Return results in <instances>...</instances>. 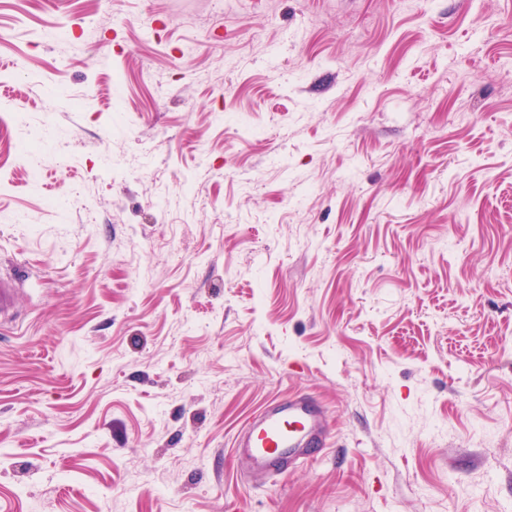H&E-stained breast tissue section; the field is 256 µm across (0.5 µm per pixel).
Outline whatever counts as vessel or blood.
I'll list each match as a JSON object with an SVG mask.
<instances>
[{"label": "vessel or blood", "mask_w": 512, "mask_h": 512, "mask_svg": "<svg viewBox=\"0 0 512 512\" xmlns=\"http://www.w3.org/2000/svg\"><path fill=\"white\" fill-rule=\"evenodd\" d=\"M19 289L17 281L0 275V324L15 319ZM329 422L324 409L298 394L268 404L247 422L234 441L239 457L252 473L268 476L282 460H296L301 449L325 439Z\"/></svg>", "instance_id": "b4317fda"}]
</instances>
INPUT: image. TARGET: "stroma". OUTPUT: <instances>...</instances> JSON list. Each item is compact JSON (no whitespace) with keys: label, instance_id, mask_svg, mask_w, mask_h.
Instances as JSON below:
<instances>
[{"label":"stroma","instance_id":"1","mask_svg":"<svg viewBox=\"0 0 512 512\" xmlns=\"http://www.w3.org/2000/svg\"><path fill=\"white\" fill-rule=\"evenodd\" d=\"M0 274V512H512V0H0ZM19 288L14 278L0 275V325L15 318ZM329 433L324 409L305 395H288L268 404L263 412L247 422L236 436L234 448L248 463V469L261 478L281 470L288 457L293 462Z\"/></svg>","mask_w":512,"mask_h":512}]
</instances>
